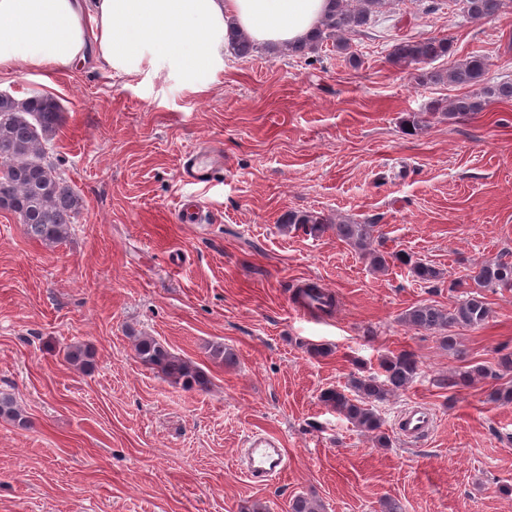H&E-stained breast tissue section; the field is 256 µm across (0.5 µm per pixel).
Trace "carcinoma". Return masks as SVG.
I'll list each match as a JSON object with an SVG mask.
<instances>
[{"label": "carcinoma", "mask_w": 512, "mask_h": 512, "mask_svg": "<svg viewBox=\"0 0 512 512\" xmlns=\"http://www.w3.org/2000/svg\"><path fill=\"white\" fill-rule=\"evenodd\" d=\"M505 0H454V5L464 17L480 20L497 15L504 8ZM385 6V0H332V8L324 15L314 39L305 44L289 47L296 56H305L317 45L328 40L336 50H349L351 37L371 25ZM452 46L446 38L403 39L392 46L389 58L396 65L428 64L437 59H448V68L431 72L425 77L445 80L451 85L473 88L475 92L453 99L448 104L433 102L424 112L414 113L405 121L416 133L427 127L429 118L441 114L450 118L475 115L495 102L512 101V81L491 82L486 74L487 60L472 55L463 60H453ZM62 109L56 99L48 95H33L17 99L0 95V199L6 210L17 215L26 227L27 235L45 246L62 243L70 232L73 218L80 208V199L57 172L49 156V149L62 125ZM285 223L303 228L310 235H319L332 229L336 237L356 249L369 261L370 268L385 272L397 262L409 267L412 276L425 283L440 279L435 267L414 261L404 254L384 252L374 247L377 241L376 225L342 222L329 224L312 212H290ZM474 290L453 309L444 310L433 304H419L405 311L402 320L416 330L433 331L442 343L453 350L457 337L452 329L475 327L490 314L488 303L481 293L483 288L512 290V262L497 261L475 268L470 275ZM309 296L319 302L316 311L328 314L335 306V299L316 283H309L298 293V299ZM135 353L146 366L161 373L165 380L184 389L203 388L207 379L190 360L180 357L152 336H140L135 343ZM66 358L84 367L92 365L93 352L82 345L70 347ZM378 375L354 376L349 390L328 389L321 393V401L344 416L357 428L371 434L377 445L387 448L390 439L382 431V419L375 404L408 387L420 374V365L414 353L400 350L380 360ZM499 376L497 371L475 366L460 370L443 379L449 388L469 386L474 382ZM0 417L26 423L21 411L9 396H0Z\"/></svg>", "instance_id": "carcinoma-1"}]
</instances>
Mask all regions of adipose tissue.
<instances>
[{"label": "adipose tissue", "mask_w": 512, "mask_h": 512, "mask_svg": "<svg viewBox=\"0 0 512 512\" xmlns=\"http://www.w3.org/2000/svg\"><path fill=\"white\" fill-rule=\"evenodd\" d=\"M329 0H0V75L94 64L203 93L233 34L261 47L314 35Z\"/></svg>", "instance_id": "ef3b65f1"}]
</instances>
